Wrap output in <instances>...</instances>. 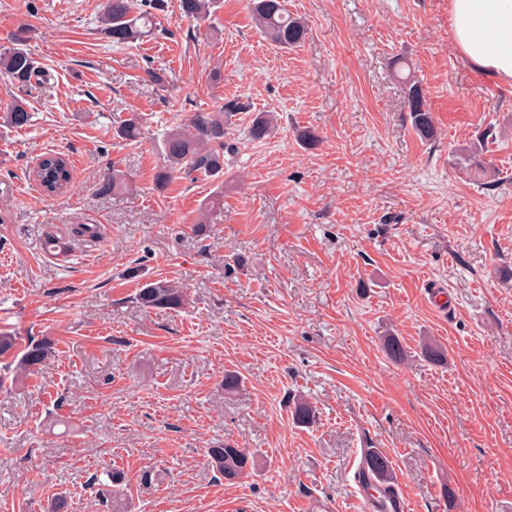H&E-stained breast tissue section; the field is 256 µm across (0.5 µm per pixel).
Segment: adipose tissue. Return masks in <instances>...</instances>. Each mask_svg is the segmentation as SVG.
Masks as SVG:
<instances>
[{"mask_svg": "<svg viewBox=\"0 0 512 512\" xmlns=\"http://www.w3.org/2000/svg\"><path fill=\"white\" fill-rule=\"evenodd\" d=\"M456 47L487 76L512 84V0H448Z\"/></svg>", "mask_w": 512, "mask_h": 512, "instance_id": "1", "label": "adipose tissue"}]
</instances>
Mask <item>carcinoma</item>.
<instances>
[{"instance_id":"1","label":"carcinoma","mask_w":512,"mask_h":512,"mask_svg":"<svg viewBox=\"0 0 512 512\" xmlns=\"http://www.w3.org/2000/svg\"><path fill=\"white\" fill-rule=\"evenodd\" d=\"M214 6V0H179L181 16L194 20L208 19ZM250 7L255 24L270 45L288 49L304 42L306 26L288 13L284 0H250ZM164 9V0H105L101 16L105 34L116 45L128 44L157 29V15ZM0 74L21 88L33 82L40 83L46 76L27 48L26 37L21 34L13 37L11 46L0 49ZM396 77L402 86L413 131L425 141L434 140L437 136L435 119L421 85L409 74L398 72ZM244 109L246 106L235 100L219 101L212 111L196 112L186 126L171 129L163 139L164 165L155 175L157 187H164L173 173L181 170L209 177L224 174V118ZM29 121L30 113L20 101L10 106L3 119L4 125L9 128L23 127ZM273 126L274 117L260 113L252 121L250 136L254 140H264L270 135ZM116 134L126 140L139 138L142 134L140 118L133 115L124 120L117 127ZM453 158L455 164L466 170L476 182L480 183L491 175L488 165L475 147L460 148ZM30 176L47 196L61 194L72 185L71 165L59 154L45 155V164L30 173ZM135 300L146 310H178L186 304L187 294L171 282L156 280L139 289ZM384 349L395 362L401 363L407 358L404 347L394 336L387 337ZM54 355L55 347L51 338L43 336L33 339L18 358L15 374L21 376L33 372ZM206 454L212 468L226 479L245 477L255 466L249 452L230 443L208 448ZM368 465L380 475L391 474L390 461L378 451L370 454ZM109 480L111 484L108 485L94 476L90 484L97 487L101 505L106 508V512H122L117 507L116 486L122 482L123 474L114 470Z\"/></svg>"}]
</instances>
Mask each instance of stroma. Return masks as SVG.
I'll list each match as a JSON object with an SVG mask.
<instances>
[{"label": "stroma", "instance_id": "1", "mask_svg": "<svg viewBox=\"0 0 512 512\" xmlns=\"http://www.w3.org/2000/svg\"><path fill=\"white\" fill-rule=\"evenodd\" d=\"M168 2L160 32L115 46L102 0H0V47L26 29L47 74L22 89L0 76V115L17 99L33 115L0 126V331L55 343L0 388V512H45L60 492L71 512H104L89 481L108 465L128 512H301L315 497L357 512L364 448L387 456L409 512H512V85L462 58L448 0H285L307 28L289 50L261 38L248 0L204 22ZM398 58L435 141L411 127ZM235 98L250 109L224 123L223 176L156 189L165 132ZM257 112L277 119L262 141ZM133 114L143 138L114 137ZM476 142L495 186L454 163ZM48 152L72 165L59 196L28 178ZM116 170L118 196L101 190ZM49 224L66 254L46 249ZM73 224L103 236L72 240ZM157 279L185 289L181 310L135 302ZM426 340L444 363L422 357ZM300 400L310 424L293 420ZM220 443L254 472L226 482L205 456Z\"/></svg>", "mask_w": 512, "mask_h": 512}]
</instances>
